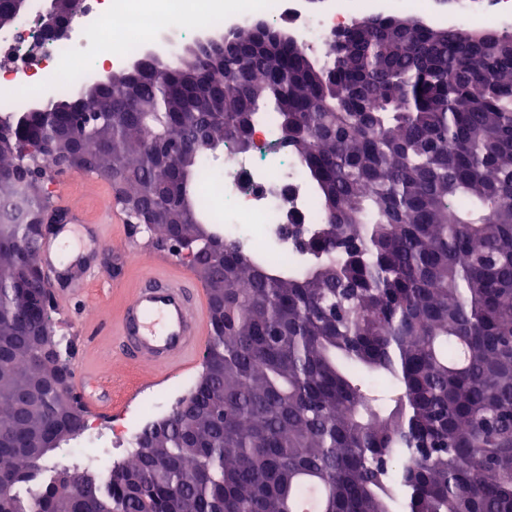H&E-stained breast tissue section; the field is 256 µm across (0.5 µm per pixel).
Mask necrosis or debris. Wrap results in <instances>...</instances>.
<instances>
[{
    "mask_svg": "<svg viewBox=\"0 0 512 512\" xmlns=\"http://www.w3.org/2000/svg\"><path fill=\"white\" fill-rule=\"evenodd\" d=\"M426 10L427 0H331L317 14L304 12L300 0H84V9L70 22L67 36L54 40L46 53L29 54L42 31V0H30L24 18L0 28V52L8 53L7 67L15 82H32L33 94L50 85L54 94L69 88L54 78L56 67L77 60L80 74L89 77L105 63L121 67L140 54L161 25L174 23L181 36L194 38L202 28L243 27L254 17L287 21L295 39L311 54L323 57L336 31L348 29L375 12L389 14L406 8ZM138 34L135 44L112 42L113 31ZM251 152L225 147L220 165L205 162L200 195L224 238L241 250L261 257L284 258L290 269H300L305 257L298 241L321 221L307 185L300 159L278 143L274 114L256 123Z\"/></svg>",
    "mask_w": 512,
    "mask_h": 512,
    "instance_id": "1",
    "label": "necrosis or debris"
}]
</instances>
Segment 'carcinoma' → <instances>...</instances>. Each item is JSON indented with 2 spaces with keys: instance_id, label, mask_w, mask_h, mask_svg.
Instances as JSON below:
<instances>
[{
  "instance_id": "carcinoma-1",
  "label": "carcinoma",
  "mask_w": 512,
  "mask_h": 512,
  "mask_svg": "<svg viewBox=\"0 0 512 512\" xmlns=\"http://www.w3.org/2000/svg\"><path fill=\"white\" fill-rule=\"evenodd\" d=\"M207 52L0 115V204L39 209L21 163L86 160L224 304L191 410L107 476L61 465L72 371L34 358L37 239L0 222V512H512V34L385 16L323 61L251 26ZM267 112L325 216L299 271L210 255L196 145L242 152Z\"/></svg>"
}]
</instances>
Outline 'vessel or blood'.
<instances>
[{
	"label": "vessel or blood",
	"mask_w": 512,
	"mask_h": 512,
	"mask_svg": "<svg viewBox=\"0 0 512 512\" xmlns=\"http://www.w3.org/2000/svg\"><path fill=\"white\" fill-rule=\"evenodd\" d=\"M206 293L174 263L140 276L125 301L112 336V350L135 356L170 377L191 368L205 344ZM78 390L88 408L105 413L112 407L105 394L111 386L97 369L81 372Z\"/></svg>",
	"instance_id": "obj_1"
}]
</instances>
